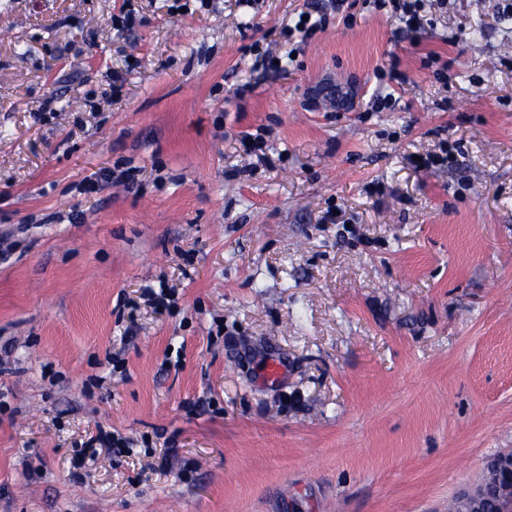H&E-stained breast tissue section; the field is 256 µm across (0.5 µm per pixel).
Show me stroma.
Masks as SVG:
<instances>
[{
    "label": "stroma",
    "mask_w": 512,
    "mask_h": 512,
    "mask_svg": "<svg viewBox=\"0 0 512 512\" xmlns=\"http://www.w3.org/2000/svg\"><path fill=\"white\" fill-rule=\"evenodd\" d=\"M446 2L0 0V512H448L512 448V19ZM379 8L392 7V16L404 24L403 31L407 34L417 33L425 24L432 21L423 15L425 0H373ZM312 12L318 14V19L312 21ZM304 15H307L308 20H303ZM325 15L326 13L322 12L318 4L311 3L307 11L301 12L295 30L301 34L303 40H308L317 30L322 29L326 25ZM113 174L112 170H100L98 173H92L90 176L86 177L84 190L92 194L96 193L100 187L109 183L115 182L129 185L130 181H132V175L129 173V170L121 171L118 176H114ZM140 289L141 296L151 305L155 312L160 315L170 312L171 306L174 303V300H171L173 294L170 288L160 283L158 288L152 284H145ZM89 446L99 445L100 447L110 448L114 452L122 453L129 449L128 440L118 433L108 431L104 426H98L95 434L88 438Z\"/></svg>",
    "instance_id": "obj_1"
}]
</instances>
